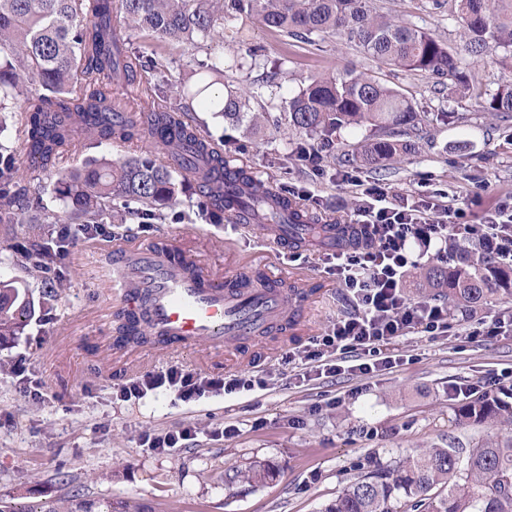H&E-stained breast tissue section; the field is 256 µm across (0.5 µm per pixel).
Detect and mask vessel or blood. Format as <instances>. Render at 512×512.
I'll return each instance as SVG.
<instances>
[{
  "label": "vessel or blood",
  "instance_id": "b4317fda",
  "mask_svg": "<svg viewBox=\"0 0 512 512\" xmlns=\"http://www.w3.org/2000/svg\"><path fill=\"white\" fill-rule=\"evenodd\" d=\"M110 253L113 296L169 346L206 341L237 348L253 336L281 330L308 293L307 280L291 273L262 285L253 284L248 267L215 273L195 247L172 236L148 244L116 238Z\"/></svg>",
  "mask_w": 512,
  "mask_h": 512
}]
</instances>
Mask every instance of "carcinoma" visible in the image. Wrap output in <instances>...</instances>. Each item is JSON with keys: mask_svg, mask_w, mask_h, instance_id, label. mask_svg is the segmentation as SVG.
<instances>
[{"mask_svg": "<svg viewBox=\"0 0 512 512\" xmlns=\"http://www.w3.org/2000/svg\"><path fill=\"white\" fill-rule=\"evenodd\" d=\"M445 6L459 25L455 48L422 27L381 13L372 0H0V112L22 98L16 131L30 166L50 174L87 140L130 141L146 134L166 149L171 166L135 155L118 164L91 158L82 167L57 172L55 198L71 223L84 229L108 223L116 195L141 205L146 214L187 193L200 195L218 224L235 205L274 224H295L299 213L293 201L267 200L246 167L225 178L233 160L213 150L214 142L186 121L181 109L156 102L135 114L112 101L104 82L132 84L147 69L143 57L129 49L114 15L161 41L195 47L213 39L224 18L242 13L295 41L337 33L381 65L436 77L451 97L483 95L486 111L512 118V81L484 93L475 72L465 70L468 61L488 53L512 54V0H431L434 10ZM223 72L222 57L202 66L194 83L181 89V98L261 128L251 96L215 92L212 77ZM286 119L292 132L329 143L342 128L369 129L368 138L339 158L370 169L414 151L423 133L413 99L372 75L348 71L310 78L288 98ZM21 182L10 146L1 143L0 224L59 223L56 213L28 206ZM20 263L32 278L53 274L51 289L64 287L57 247L34 239ZM424 279L429 297L455 307L512 298V266L475 252H456L455 264L435 265ZM35 312L28 289L0 280V345L22 335ZM118 333L125 342L150 341L127 324ZM457 420L470 426L511 424L512 404L482 394L458 410ZM268 476L260 464L240 473L250 486ZM403 499L416 512H512V438L486 439L469 448L450 440L407 455L359 476L324 512H396Z\"/></svg>", "mask_w": 512, "mask_h": 512, "instance_id": "1", "label": "carcinoma"}]
</instances>
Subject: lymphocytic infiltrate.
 <instances>
[{
	"instance_id": "1",
	"label": "lymphocytic infiltrate",
	"mask_w": 512,
	"mask_h": 512,
	"mask_svg": "<svg viewBox=\"0 0 512 512\" xmlns=\"http://www.w3.org/2000/svg\"><path fill=\"white\" fill-rule=\"evenodd\" d=\"M359 215L369 243L327 260L326 271L335 276L350 310L325 335L316 337L304 355L305 364L320 373L338 372L340 355L354 357L351 370L362 375L390 369L400 360L386 349L399 338L415 331L431 336L448 331L447 307L411 298L403 283L407 271L427 255L447 262L450 239L478 242L486 252L512 265V207L506 205L473 224L455 203L395 204L384 188L371 186L362 191ZM254 385V379L244 376L204 379L173 366L121 387L120 396L141 399L163 390L175 400L190 402L213 391L231 394Z\"/></svg>"
}]
</instances>
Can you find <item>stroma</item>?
I'll list each match as a JSON object with an SVG mask.
<instances>
[{"label": "stroma", "mask_w": 512, "mask_h": 512, "mask_svg": "<svg viewBox=\"0 0 512 512\" xmlns=\"http://www.w3.org/2000/svg\"><path fill=\"white\" fill-rule=\"evenodd\" d=\"M385 12L424 27L455 43L457 22L444 11H429L426 0H376ZM248 41H239L238 27ZM131 46L162 60L168 104L179 102L181 85L193 82L199 64L210 56L237 58L239 69L220 82L243 92L257 86L265 60H284V92L264 99L262 130L246 133L220 114L197 110L202 134L223 142L224 151L247 166L261 183L288 187L289 197L315 224H353L358 198L344 174L363 184L386 187L390 198L415 200L444 191L455 196L470 219L480 220L512 201V120L502 121L472 99H451L434 79L383 66L339 36L312 43H290L246 17L224 23L223 37L209 48L165 45L147 32L130 30ZM368 73L413 98L426 116L427 136L410 154L392 159L385 170L338 162V150L354 147L368 131L345 128L337 149L323 155L321 173L300 161L297 137L281 114L286 92L323 73ZM107 234L141 243L182 234L216 272L252 264L261 273H301L315 295L312 313L287 337L261 335L238 350H216L196 343L185 353L162 354L147 345L121 348L118 319L103 270L112 261L104 236L75 240L61 266L64 288L50 309L24 333L0 347V361L25 359L31 377L45 393L38 401L23 396L8 374H0V501L29 512H53L85 500L112 512H324L358 475L377 465L415 454L455 437L472 443L487 437H512V425L459 426V401L452 385L475 387L512 371V328L469 341L460 331L479 318L512 312V299L475 312L451 310L447 336L412 333L394 346L397 367L363 376L348 370L303 373L301 361L284 363L311 338L324 335L344 310L336 278L324 273L319 247L299 258L268 247L265 225L242 229L227 221L212 223L197 196L160 207L150 223L110 224ZM179 364L206 378L255 376L266 389L230 395L209 393L183 403L158 391L124 401L119 388L150 373ZM193 424L198 434L186 447L157 455L142 447L143 433ZM232 425L235 436L218 435ZM265 463L271 476L251 488L233 479L250 463Z\"/></svg>", "instance_id": "35a3bbf8"}]
</instances>
